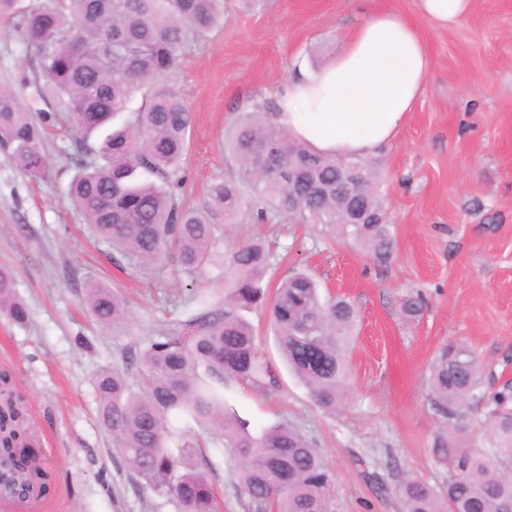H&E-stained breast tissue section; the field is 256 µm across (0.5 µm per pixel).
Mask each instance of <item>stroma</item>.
<instances>
[{
    "instance_id": "stroma-1",
    "label": "stroma",
    "mask_w": 512,
    "mask_h": 512,
    "mask_svg": "<svg viewBox=\"0 0 512 512\" xmlns=\"http://www.w3.org/2000/svg\"><path fill=\"white\" fill-rule=\"evenodd\" d=\"M385 10L415 21L431 55L424 95L396 138L368 159L391 224V257L376 261L325 227L288 219L245 218L232 234L269 244L271 285L304 270L323 294L345 297L358 311L349 385L336 412L315 406L288 371L261 310L247 318L281 387L269 396L235 383L224 388L226 409L251 428L285 423L319 448L335 474V512H403L405 479L437 488L453 475L449 441L488 448L487 407L475 408L459 432L432 406L427 377L442 346L471 345L489 391L512 392V0H474L448 29L421 17L416 0H261L254 7L224 0L223 25L171 80L192 113L181 203L199 209L214 179L237 172L224 141L239 116L275 103L298 64L326 62L347 33ZM16 23L0 16V88L42 110L35 63L14 35ZM68 123L62 114L47 128L44 179L0 154V268L12 272L27 309L21 323L0 315V375L51 475L34 512H174L113 449L94 378L102 367H124L141 339L219 302L224 270L209 268L200 281L174 261L143 270L89 237L67 196L75 173ZM90 280L128 300L126 325L106 329L90 315ZM415 292L427 305L408 322L400 302ZM200 441L197 460L223 512H249L230 456L208 435Z\"/></svg>"
}]
</instances>
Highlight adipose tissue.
<instances>
[{"mask_svg":"<svg viewBox=\"0 0 512 512\" xmlns=\"http://www.w3.org/2000/svg\"><path fill=\"white\" fill-rule=\"evenodd\" d=\"M430 66L415 24L375 13L344 37L329 63L300 68L279 97L278 121L317 152L372 156L403 127Z\"/></svg>","mask_w":512,"mask_h":512,"instance_id":"1","label":"adipose tissue"}]
</instances>
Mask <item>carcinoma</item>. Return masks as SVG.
Returning <instances> with one entry per match:
<instances>
[{"mask_svg": "<svg viewBox=\"0 0 512 512\" xmlns=\"http://www.w3.org/2000/svg\"><path fill=\"white\" fill-rule=\"evenodd\" d=\"M223 0H0L14 11L15 33L35 60L40 95L73 125L75 167L68 194L92 233L144 269L171 253L189 272L224 266V303L141 340L122 370L95 376L99 418L130 468L175 512H217V497L187 439L193 426L215 434L236 460L238 490L251 512H333L334 472L302 434L286 424L253 431L224 408V383L271 392L280 379L261 350L244 312L268 313L289 370L314 404L333 412L341 404L347 353L357 311L345 298H323L317 281L297 272L270 289L264 282L271 253L258 241L233 243L220 255L218 232L245 214L269 221L281 214L300 224H321L351 239L378 261L392 251L391 224L377 176L358 157L320 154L293 139L277 122L278 107L244 113L228 134L238 162L234 179L211 184L204 213L184 208L185 155L191 113L170 85L184 55L224 21ZM149 81L155 92L121 124L134 89ZM44 123L36 122L14 92L0 88V153L33 178L49 174L42 150ZM306 170V182L288 171ZM88 311L105 328L127 320L123 301L107 286L86 287ZM419 296L400 304L413 321ZM0 311L27 317L16 301L13 275L0 270ZM429 389L435 409L462 423L475 404L489 402L491 443L482 454L459 446L444 452L457 474L437 491L417 479L401 488L405 512H495L512 501V394L488 395L475 350L465 343L441 348L432 362ZM185 420L175 427L172 421ZM181 440L173 451L170 443ZM0 456L13 462L10 480L23 494L46 489L47 472L31 448L24 414L5 393L0 407Z\"/></svg>", "mask_w": 512, "mask_h": 512, "instance_id": "obj_1", "label": "carcinoma"}]
</instances>
